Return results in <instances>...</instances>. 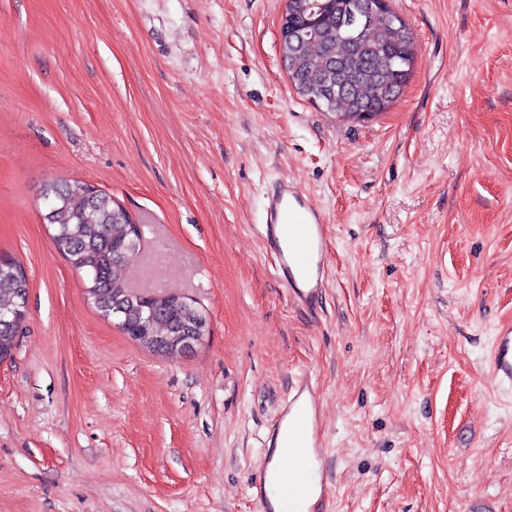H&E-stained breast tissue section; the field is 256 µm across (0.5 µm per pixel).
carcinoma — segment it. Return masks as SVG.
I'll use <instances>...</instances> for the list:
<instances>
[{"instance_id":"1","label":"carcinoma","mask_w":512,"mask_h":512,"mask_svg":"<svg viewBox=\"0 0 512 512\" xmlns=\"http://www.w3.org/2000/svg\"><path fill=\"white\" fill-rule=\"evenodd\" d=\"M293 25L316 20L298 44L283 42L281 58L288 74L306 86L328 112L374 110L378 96L395 97L408 83L414 66L412 33L394 12L377 20L369 0H287ZM44 223L53 226L57 251L82 273L89 296L103 316L118 309V325L132 336L163 328L182 335L186 310L176 295L149 300L128 287L123 269L140 250L133 220L112 196L82 180L48 182L43 188ZM29 280L21 264L0 263V312L25 317ZM12 326H0V356L13 352Z\"/></svg>"}]
</instances>
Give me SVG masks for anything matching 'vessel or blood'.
Segmentation results:
<instances>
[{
    "instance_id": "b4317fda",
    "label": "vessel or blood",
    "mask_w": 512,
    "mask_h": 512,
    "mask_svg": "<svg viewBox=\"0 0 512 512\" xmlns=\"http://www.w3.org/2000/svg\"><path fill=\"white\" fill-rule=\"evenodd\" d=\"M264 243L278 257L283 278L298 304H311L328 277L326 224L322 211L281 181L266 195ZM490 373L512 387V324L500 326L492 341ZM320 394L310 380H300L296 392L275 416L273 434L284 450L276 483H269L268 464H261L252 486L256 512H268L270 498L281 495L282 512H299L315 497L316 512H325L329 491L321 463Z\"/></svg>"
}]
</instances>
